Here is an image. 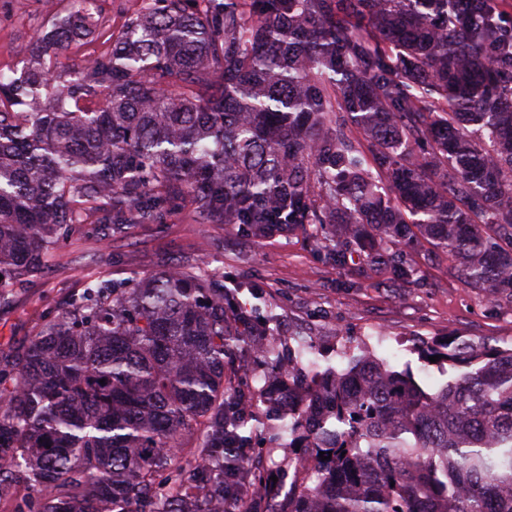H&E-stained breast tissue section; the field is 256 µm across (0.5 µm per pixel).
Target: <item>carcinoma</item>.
Returning a JSON list of instances; mask_svg holds the SVG:
<instances>
[{
  "mask_svg": "<svg viewBox=\"0 0 512 512\" xmlns=\"http://www.w3.org/2000/svg\"><path fill=\"white\" fill-rule=\"evenodd\" d=\"M94 0L52 24L88 31ZM495 0H141L109 56L0 74V314L84 212L155 224L190 198L258 238L315 225L336 265L366 254L410 283L404 249L444 251L512 301V52ZM103 95L96 111L80 102ZM352 124L368 141L347 142ZM199 263L93 278L0 361V496L12 512H512V347L423 341L453 370L434 389L346 341L345 366L284 363L224 309ZM270 376L253 404L229 364ZM301 448L288 501L243 466L259 426ZM327 460H322L321 456Z\"/></svg>",
  "mask_w": 512,
  "mask_h": 512,
  "instance_id": "obj_1",
  "label": "carcinoma"
}]
</instances>
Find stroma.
Here are the masks:
<instances>
[{
  "mask_svg": "<svg viewBox=\"0 0 512 512\" xmlns=\"http://www.w3.org/2000/svg\"><path fill=\"white\" fill-rule=\"evenodd\" d=\"M74 7L75 0H0V72L18 68L23 48L44 53V33ZM138 7V0H96L89 34L58 51L55 72L111 52L115 35ZM192 259L206 260L210 270L223 275L227 314L267 323V343L283 354L302 344L307 359L335 363L342 342L350 339L396 368L411 366L430 388L442 372L420 360L419 341L460 337L512 344V303L488 299L465 284L431 246L411 252L417 274L414 283L403 284L386 271L362 275L364 259L358 255L336 266L303 232L257 238L239 224L203 223L190 203L182 202L163 223L122 233L108 231L94 213H86L44 273L17 288L9 313L0 316V358L22 348L48 312L86 279L148 276L160 266ZM243 454L289 489L298 451L289 447L287 434L262 429Z\"/></svg>",
  "mask_w": 512,
  "mask_h": 512,
  "instance_id": "35a3bbf8",
  "label": "stroma"
}]
</instances>
